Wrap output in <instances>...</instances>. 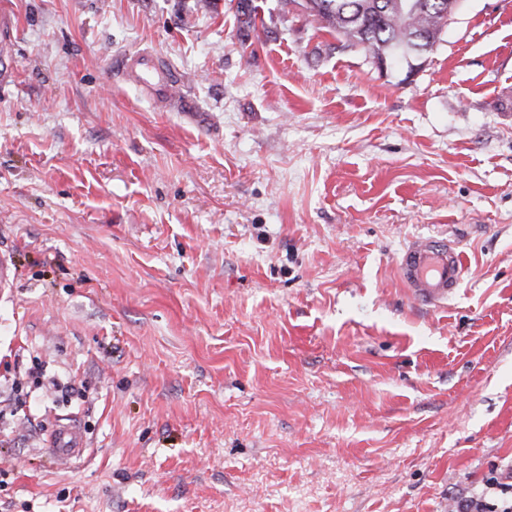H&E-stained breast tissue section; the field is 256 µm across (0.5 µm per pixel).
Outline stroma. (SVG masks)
<instances>
[{
	"label": "stroma",
	"mask_w": 512,
	"mask_h": 512,
	"mask_svg": "<svg viewBox=\"0 0 512 512\" xmlns=\"http://www.w3.org/2000/svg\"><path fill=\"white\" fill-rule=\"evenodd\" d=\"M253 3L0 0V512H448L512 471V0L410 79ZM418 236L462 253L439 308ZM117 69L134 75L151 93L162 96L170 91L173 77L152 54L140 53L135 57L121 58ZM399 273L415 302L439 307L458 291L462 264L456 247L429 237L412 239L398 261ZM47 451L61 458H80L87 447L86 438L79 427L73 423H62L57 426L50 437Z\"/></svg>",
	"instance_id": "1"
}]
</instances>
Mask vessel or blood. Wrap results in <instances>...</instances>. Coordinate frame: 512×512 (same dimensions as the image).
I'll use <instances>...</instances> for the list:
<instances>
[{
	"instance_id": "1",
	"label": "vessel or blood",
	"mask_w": 512,
	"mask_h": 512,
	"mask_svg": "<svg viewBox=\"0 0 512 512\" xmlns=\"http://www.w3.org/2000/svg\"><path fill=\"white\" fill-rule=\"evenodd\" d=\"M117 68L134 75L155 95H165L171 88L172 75L152 54L120 59ZM398 267L415 302L425 306L437 307L448 301L461 283L460 255L456 247L445 240L429 237L410 240L402 249ZM86 447L83 432L72 423L58 425L48 442L50 453L69 460L80 458Z\"/></svg>"
}]
</instances>
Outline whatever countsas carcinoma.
I'll use <instances>...</instances> for the list:
<instances>
[{
  "instance_id": "carcinoma-1",
  "label": "carcinoma",
  "mask_w": 512,
  "mask_h": 512,
  "mask_svg": "<svg viewBox=\"0 0 512 512\" xmlns=\"http://www.w3.org/2000/svg\"><path fill=\"white\" fill-rule=\"evenodd\" d=\"M306 16L371 58L407 44L429 53L441 40L448 0H306ZM239 22L256 29L257 7L238 0Z\"/></svg>"
}]
</instances>
